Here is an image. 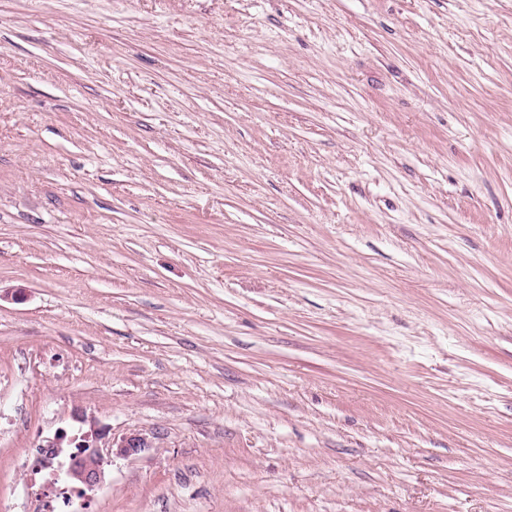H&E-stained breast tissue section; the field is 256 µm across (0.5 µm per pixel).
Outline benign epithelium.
<instances>
[{"label": "benign epithelium", "instance_id": "7a95c632", "mask_svg": "<svg viewBox=\"0 0 512 512\" xmlns=\"http://www.w3.org/2000/svg\"><path fill=\"white\" fill-rule=\"evenodd\" d=\"M75 421L80 423L76 433L68 435L64 430L55 433L53 438L45 440L44 448L54 450V455L61 456L65 442L74 443L78 450L65 455L62 463L66 478L81 497L90 500L106 480L104 469L105 457H129L147 447L144 437L131 434L117 440L109 435L106 428L99 425L94 416L83 412L75 414Z\"/></svg>", "mask_w": 512, "mask_h": 512}]
</instances>
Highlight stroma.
I'll return each instance as SVG.
<instances>
[{"instance_id": "stroma-1", "label": "stroma", "mask_w": 512, "mask_h": 512, "mask_svg": "<svg viewBox=\"0 0 512 512\" xmlns=\"http://www.w3.org/2000/svg\"><path fill=\"white\" fill-rule=\"evenodd\" d=\"M512 512V0H0V512ZM74 418L80 423L76 433L68 436L66 431L60 430L53 438L44 440L45 443L39 447L53 448V455L60 457L66 438L69 444L77 441L76 446L79 449L73 448L76 451L63 455L65 462L62 463V467L68 482L77 489L80 496L91 500L106 480L104 450L108 457H129L147 448L148 445L146 439L137 434L124 436L119 440L112 438L109 431L100 426L94 416H88L84 412L75 414ZM53 450L43 449V452L50 455Z\"/></svg>"}]
</instances>
